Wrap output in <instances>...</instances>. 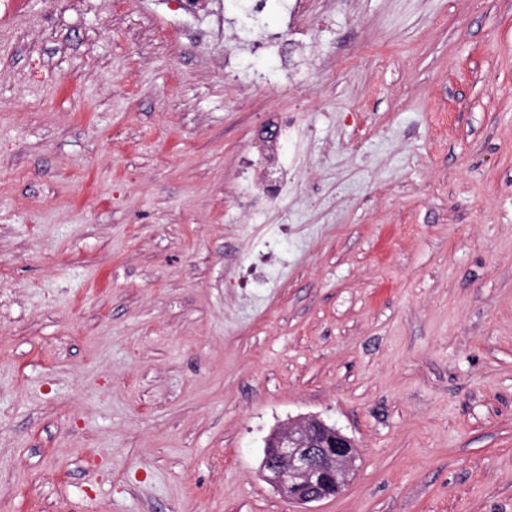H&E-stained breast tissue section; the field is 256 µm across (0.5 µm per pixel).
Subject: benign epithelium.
<instances>
[{
  "instance_id": "7a95c632",
  "label": "benign epithelium",
  "mask_w": 512,
  "mask_h": 512,
  "mask_svg": "<svg viewBox=\"0 0 512 512\" xmlns=\"http://www.w3.org/2000/svg\"><path fill=\"white\" fill-rule=\"evenodd\" d=\"M355 440L317 416L297 417L266 439L259 477L287 500L316 512L349 481Z\"/></svg>"
}]
</instances>
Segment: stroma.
Here are the masks:
<instances>
[{"label":"stroma","instance_id":"35a3bbf8","mask_svg":"<svg viewBox=\"0 0 512 512\" xmlns=\"http://www.w3.org/2000/svg\"><path fill=\"white\" fill-rule=\"evenodd\" d=\"M222 2L0 16V512H299L258 468L311 414L318 512H512V0H308L291 90L217 62L273 74L286 0ZM357 447L318 416L297 417L267 437L259 477L301 512H316L313 504L349 481Z\"/></svg>","mask_w":512,"mask_h":512}]
</instances>
